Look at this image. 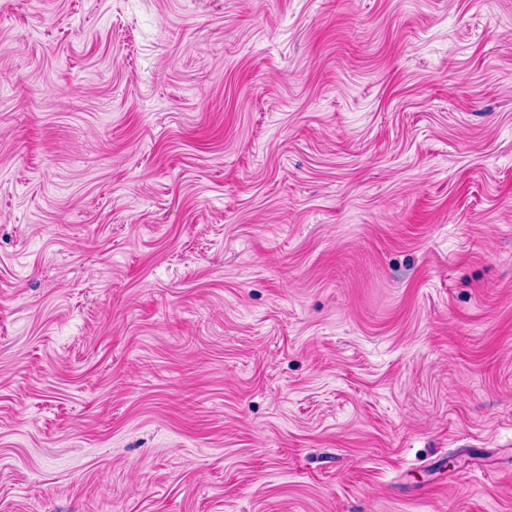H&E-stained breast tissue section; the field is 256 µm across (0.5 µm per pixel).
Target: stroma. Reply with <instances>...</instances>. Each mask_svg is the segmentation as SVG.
<instances>
[{
  "label": "stroma",
  "instance_id": "1",
  "mask_svg": "<svg viewBox=\"0 0 512 512\" xmlns=\"http://www.w3.org/2000/svg\"><path fill=\"white\" fill-rule=\"evenodd\" d=\"M0 512H512V0H0Z\"/></svg>",
  "mask_w": 512,
  "mask_h": 512
}]
</instances>
